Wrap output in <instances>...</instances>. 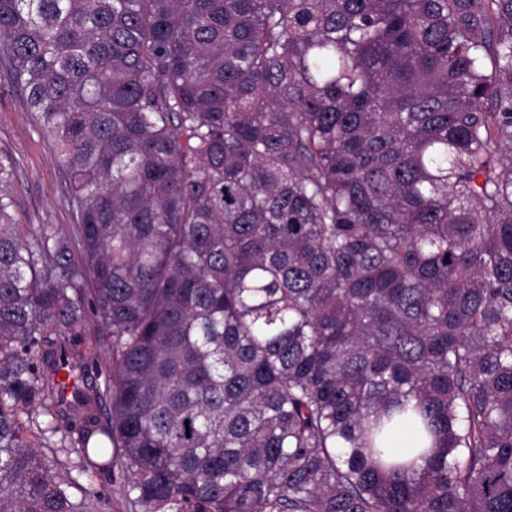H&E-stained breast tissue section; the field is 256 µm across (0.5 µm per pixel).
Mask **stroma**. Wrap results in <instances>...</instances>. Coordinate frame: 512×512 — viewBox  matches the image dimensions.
Returning <instances> with one entry per match:
<instances>
[{"mask_svg": "<svg viewBox=\"0 0 512 512\" xmlns=\"http://www.w3.org/2000/svg\"><path fill=\"white\" fill-rule=\"evenodd\" d=\"M0 196L12 223L71 227L68 176L53 143L41 133L18 89L7 58L0 56Z\"/></svg>", "mask_w": 512, "mask_h": 512, "instance_id": "obj_1", "label": "stroma"}]
</instances>
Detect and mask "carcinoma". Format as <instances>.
I'll return each mask as SVG.
<instances>
[{
    "mask_svg": "<svg viewBox=\"0 0 512 512\" xmlns=\"http://www.w3.org/2000/svg\"><path fill=\"white\" fill-rule=\"evenodd\" d=\"M0 52L77 217L0 201V512H512V0H0ZM108 358L107 341L102 336H94V349L91 350L90 354H87V358L84 360L88 364L86 373H89L92 379L98 371H102L104 375L109 368ZM423 435L421 430L412 422H403L394 430L390 448L398 454V459L407 460L413 458L417 453V448H424ZM94 491L98 495L95 509L92 512H138L128 508L125 501L112 483V477H101L94 483Z\"/></svg>",
    "mask_w": 512,
    "mask_h": 512,
    "instance_id": "carcinoma-1",
    "label": "carcinoma"
}]
</instances>
